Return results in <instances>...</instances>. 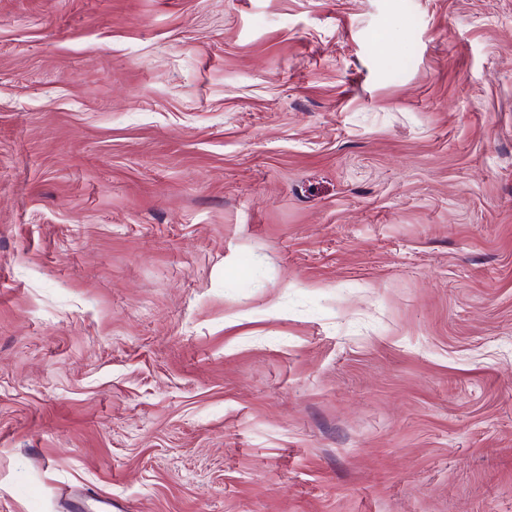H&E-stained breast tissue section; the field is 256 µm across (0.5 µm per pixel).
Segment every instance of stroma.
I'll return each mask as SVG.
<instances>
[{"mask_svg": "<svg viewBox=\"0 0 512 512\" xmlns=\"http://www.w3.org/2000/svg\"><path fill=\"white\" fill-rule=\"evenodd\" d=\"M512 512V0H0V512Z\"/></svg>", "mask_w": 512, "mask_h": 512, "instance_id": "35a3bbf8", "label": "stroma"}]
</instances>
